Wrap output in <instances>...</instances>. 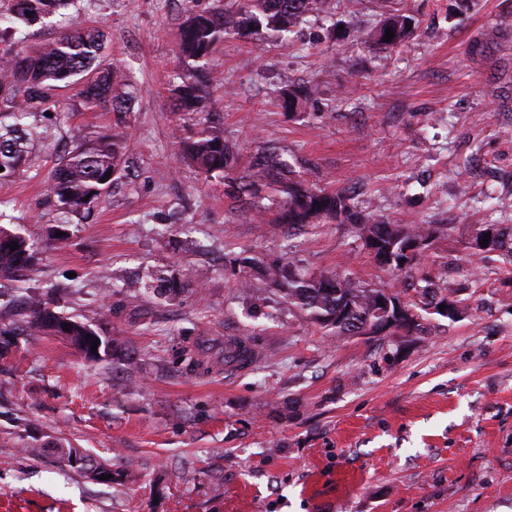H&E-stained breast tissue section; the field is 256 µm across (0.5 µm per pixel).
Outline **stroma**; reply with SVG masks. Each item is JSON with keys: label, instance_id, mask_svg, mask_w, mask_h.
<instances>
[{"label": "stroma", "instance_id": "1", "mask_svg": "<svg viewBox=\"0 0 512 512\" xmlns=\"http://www.w3.org/2000/svg\"><path fill=\"white\" fill-rule=\"evenodd\" d=\"M223 3L78 0L6 36L30 50L99 28L135 104L130 177L64 242L49 173L74 141L112 130V112L58 91L49 138L31 142L26 174L0 182V226L40 249L0 294L52 295L116 345L90 361L59 337L23 336L0 356V512H512V263L468 249L477 228L512 225V0H351L286 41L227 36L209 61L240 164L269 146L374 220L450 225L417 270L446 273L461 314L384 336H327L278 288L241 291L256 261L414 296L353 224L292 235L267 196L258 223L179 156V31ZM390 7L416 22L393 51L366 38ZM294 87L310 97L292 114L278 94ZM150 268L205 271L203 291L132 298ZM230 336L256 351L233 373ZM54 442L109 461L112 483L24 451Z\"/></svg>", "mask_w": 512, "mask_h": 512}]
</instances>
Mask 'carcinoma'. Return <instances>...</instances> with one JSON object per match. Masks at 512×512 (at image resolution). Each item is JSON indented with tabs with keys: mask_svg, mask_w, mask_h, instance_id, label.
<instances>
[{
	"mask_svg": "<svg viewBox=\"0 0 512 512\" xmlns=\"http://www.w3.org/2000/svg\"><path fill=\"white\" fill-rule=\"evenodd\" d=\"M9 15L0 23H43L72 0H8ZM345 0H225L224 9L192 13L180 30L177 47L179 66L172 77L174 111L199 115L189 133L176 136V147L207 180H222L226 171L235 169L237 154L224 141L223 117L208 107L214 83L208 62L216 47L230 34L250 37L266 32L280 40L288 38L299 18L307 13L329 18L344 8ZM413 18L394 14L380 22L371 32L373 43L394 49L412 33ZM394 37L384 41L386 29ZM103 35L94 29L74 28L34 51L13 46L0 48V181L21 174L27 165V143L45 130L30 122L39 112L54 103L51 91L79 84V95L90 107H110L118 116L133 111L134 96L120 69L102 59ZM127 135L123 131L101 133L83 139L55 163L48 177L47 197L65 216H87L94 205L108 194L114 182L129 176L125 165ZM268 191L282 198L283 205L276 224H330L350 221L351 197L346 191H327L296 176L280 155L262 149L243 170L228 183L227 194L239 201L256 198ZM438 227L433 224L414 226L389 224L384 241L399 256L406 239H429ZM16 242V250L10 242ZM40 251L26 237L0 227V276L8 277L36 264ZM262 280L280 287L288 303L304 310L312 322L329 334L349 335L354 329L380 319L378 288L360 285L344 275L327 274L307 278L293 266H261ZM424 286L416 289L419 300L411 303L420 321L416 332L424 331L423 320L429 308L452 297L442 276L421 278ZM190 281L167 276L161 270L143 279L151 288L171 301L186 291ZM57 319L54 300L30 297L26 317L21 321L0 324V336L51 334L50 325Z\"/></svg>",
	"mask_w": 512,
	"mask_h": 512,
	"instance_id": "obj_1",
	"label": "carcinoma"
}]
</instances>
